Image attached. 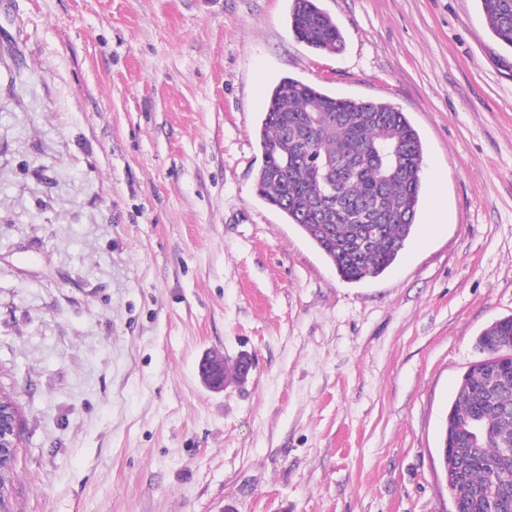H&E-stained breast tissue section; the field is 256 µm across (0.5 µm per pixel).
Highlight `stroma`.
<instances>
[{
    "label": "stroma",
    "mask_w": 512,
    "mask_h": 512,
    "mask_svg": "<svg viewBox=\"0 0 512 512\" xmlns=\"http://www.w3.org/2000/svg\"><path fill=\"white\" fill-rule=\"evenodd\" d=\"M0 0V388L13 512H450L443 426L512 316V49L478 0ZM285 77L424 147L396 264L343 281L261 200ZM253 362L207 388L198 363ZM288 20L295 37L315 52L335 53L344 46L342 31L318 0H291ZM496 325L487 327L478 337L477 345L482 351L495 353L499 346L494 343L497 336H512V316L496 320ZM18 422L14 416L11 405L1 404L0 400V471L4 464H11L14 449L17 445ZM1 462L3 466L1 467Z\"/></svg>",
    "instance_id": "1"
}]
</instances>
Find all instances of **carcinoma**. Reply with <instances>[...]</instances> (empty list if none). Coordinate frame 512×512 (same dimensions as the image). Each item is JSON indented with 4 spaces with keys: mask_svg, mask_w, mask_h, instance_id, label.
<instances>
[{
    "mask_svg": "<svg viewBox=\"0 0 512 512\" xmlns=\"http://www.w3.org/2000/svg\"><path fill=\"white\" fill-rule=\"evenodd\" d=\"M494 37L512 49V0H479ZM289 26L319 53L344 46L336 21L319 0H291ZM263 163L261 199L296 225L338 275L349 282L376 278L397 260L416 226L423 148L405 113L377 101L331 96L286 77L270 92L256 131ZM498 336H512V316L478 337L495 353ZM477 420L485 431L472 449L468 480L497 493L495 512H512V369L495 379L469 369L448 408L445 429ZM459 512H489L484 500L462 496Z\"/></svg>",
    "mask_w": 512,
    "mask_h": 512,
    "instance_id": "obj_1",
    "label": "carcinoma"
}]
</instances>
